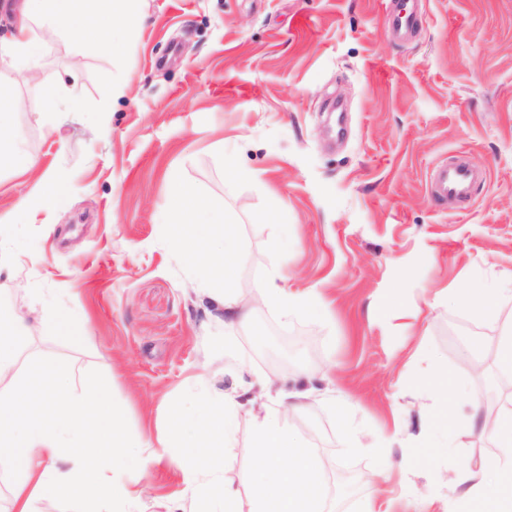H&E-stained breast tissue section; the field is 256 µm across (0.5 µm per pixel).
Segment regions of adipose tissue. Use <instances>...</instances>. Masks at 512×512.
Returning a JSON list of instances; mask_svg holds the SVG:
<instances>
[{"mask_svg": "<svg viewBox=\"0 0 512 512\" xmlns=\"http://www.w3.org/2000/svg\"><path fill=\"white\" fill-rule=\"evenodd\" d=\"M143 0H24L12 37L0 42V117L19 110L36 117L55 102L59 90L48 86L33 103L20 98L12 72L17 63L37 67V49L43 39L79 31L90 35L106 55L116 50L119 32L140 23ZM169 222L172 240L181 254L206 256V287L224 309V323H246L250 307L228 289L238 269L232 223L208 210L201 190L180 183L170 189ZM255 295L284 312L320 313L317 290L293 293L267 284ZM470 421L480 434L492 437L498 455L481 472L453 469L451 483L461 488L462 501L481 500L487 512H512V496L503 497L500 474L512 473V412L486 410L480 399L464 396ZM240 408L226 394L197 406L196 414L177 411L171 426L179 437V468L206 512H229L233 498L224 485V447L233 434V419ZM259 456L249 476L250 512H323L321 462L312 448L292 435L282 411L271 409L256 416L250 430ZM138 440L127 436L112 417L102 386L71 394L47 365L28 369L19 389L0 393V472L15 476L11 489L13 512H29L33 500L64 499L81 503L87 512H129L141 489L118 480L121 472H146L156 452L142 453ZM67 463L61 473L42 467V460Z\"/></svg>", "mask_w": 512, "mask_h": 512, "instance_id": "adipose-tissue-1", "label": "adipose tissue"}]
</instances>
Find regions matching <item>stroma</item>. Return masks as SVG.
<instances>
[{"instance_id":"stroma-1","label":"stroma","mask_w":512,"mask_h":512,"mask_svg":"<svg viewBox=\"0 0 512 512\" xmlns=\"http://www.w3.org/2000/svg\"><path fill=\"white\" fill-rule=\"evenodd\" d=\"M382 2L145 0L114 55L67 33L16 76L23 99L60 93L56 134L25 111L0 124L17 160L0 168V321L19 311L29 325L14 375L47 362L71 390L108 378L121 428L163 451L136 475L132 512H202L167 416L208 395L241 404L224 468L236 512L250 510L251 419L280 391L307 393L288 428L320 458L341 512L368 499L380 512H446L452 468L496 454L466 406L444 430L436 389L445 378L512 410V373L497 361L512 324V0H421L405 41ZM459 157L485 174L467 206L430 191L433 169ZM29 158L36 167L20 172ZM230 158L258 180L237 178ZM46 173L58 202L24 207ZM175 180L236 219L247 326L225 327L201 266L172 242ZM267 280L317 289L324 310L254 301ZM474 283L499 291L495 315L454 301ZM350 431L365 451L346 448ZM381 435L391 448L372 451Z\"/></svg>"}]
</instances>
